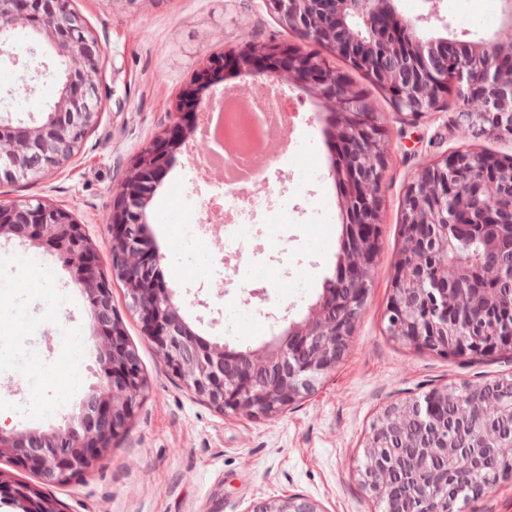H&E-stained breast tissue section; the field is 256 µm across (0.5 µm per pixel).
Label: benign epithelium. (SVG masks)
Returning a JSON list of instances; mask_svg holds the SVG:
<instances>
[{"instance_id":"7a95c632","label":"benign epithelium","mask_w":512,"mask_h":512,"mask_svg":"<svg viewBox=\"0 0 512 512\" xmlns=\"http://www.w3.org/2000/svg\"><path fill=\"white\" fill-rule=\"evenodd\" d=\"M279 24L311 35L344 57L351 67L379 82L394 112L419 118L448 108V93L457 91L453 124L478 136L512 139V39L496 35L479 41L457 38L425 40L419 24L439 18L438 0H427L428 13L401 17L391 0H265ZM28 32V54L44 48L49 61L29 72L17 55L9 62L24 68L7 95L15 99L36 90V81L57 67L58 90L40 119L26 122L0 114V171L28 182L40 181L62 168L81 146L101 110L99 81L103 50L71 8V0H0V44H9L17 29ZM479 60L473 77L457 60ZM420 67L422 81L406 86L404 61ZM253 85L303 87L333 118L329 131L338 149L330 174L342 189L341 206L350 214L345 243L337 260L336 279L326 285L301 321L288 320L271 341L247 351H232L194 332L174 301V292L158 275L162 256L145 238V209L166 177L175 154L200 128L207 109L219 101L224 68ZM67 143L64 152L60 145ZM388 149L387 134L367 95L347 76L299 46L245 41L238 50L202 59L184 88L167 126L144 146L128 167L112 200L105 243L112 249V278L102 274L99 248L73 215L40 199H0V238L18 237L71 260L73 285L87 303L96 338L97 362L105 384L94 388L65 424L47 429L0 428V454L14 465L58 485L101 465L112 442L130 427L146 388L145 376L121 317L112 315V280H121L142 333L165 367L198 396L229 416L272 419L310 394L335 371L349 349L356 318L366 303L371 269L379 248L382 223L379 190ZM512 188V158L458 150L418 166L402 211L404 243L391 283L387 332L421 352L466 359L512 350V324L474 331L475 318L501 301L493 284L512 278V266H495L486 256L500 250L502 228L512 240L511 204H491L494 187ZM351 315L334 319L336 308ZM490 381L439 386L426 397H408L387 406L365 441L370 462L360 469L361 482L385 512H405L392 487L397 470L404 484L425 485L415 512H452L442 496L448 482L468 485L475 496L491 487L473 476L489 450L512 459V433L473 424V404L488 413L507 412L508 403L488 392ZM455 404L459 421L472 437L460 446L461 433L435 427L438 405ZM413 420L421 429L408 440L406 455L384 448L390 429ZM0 505L14 512H57L46 504L36 511L28 493L0 471ZM251 512H323L301 495L267 500Z\"/></svg>"}]
</instances>
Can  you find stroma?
<instances>
[{"mask_svg":"<svg viewBox=\"0 0 512 512\" xmlns=\"http://www.w3.org/2000/svg\"><path fill=\"white\" fill-rule=\"evenodd\" d=\"M72 8L104 49L99 119L66 166L34 184H1L0 199L37 198L70 211L100 245L101 267L107 271L111 256L103 242L112 198L137 153L168 124L201 60L213 52H233L250 39L294 44L298 38L278 24L265 0H138L133 6L123 0H73ZM439 14L423 25V35L449 32L477 41L503 30L500 0H440ZM324 57L365 90L389 140L380 190V245L346 357L310 395L278 417H229L166 369L129 309L124 286L113 283L112 306L137 348L147 388L110 459L83 477L51 487L65 512H251L261 501L292 494L316 501L323 512H383L358 476L364 443L382 410L438 385L512 375V351L468 361L418 352L389 336L386 317L404 242L401 209L420 162L455 149L512 156V141L449 127L447 112L409 120L343 58L329 51ZM283 91L298 112L294 175L285 184L295 209L285 235L288 264L303 281L300 290L269 289L259 279L255 286L266 289L268 298L249 300L237 285L215 287L192 264L170 254L182 214L171 205L168 191L176 182L191 185L199 140H190L176 154L147 206V232L163 256L159 269L185 321L203 338L236 349L271 340L268 314L303 319L324 282L335 276L342 250L347 217L340 207L341 190L329 175V118L296 86L284 85ZM310 151L321 159L318 181L304 168ZM32 254L52 268V283L30 267ZM228 305L248 320L245 332L226 335ZM70 336L95 345L86 302L65 267L44 250L1 238L0 343L9 357L0 362V412L7 416V428L60 425L76 398L100 385L95 355L68 357ZM69 372L80 383L72 397L62 388Z\"/></svg>","mask_w":512,"mask_h":512,"instance_id":"1","label":"stroma"}]
</instances>
